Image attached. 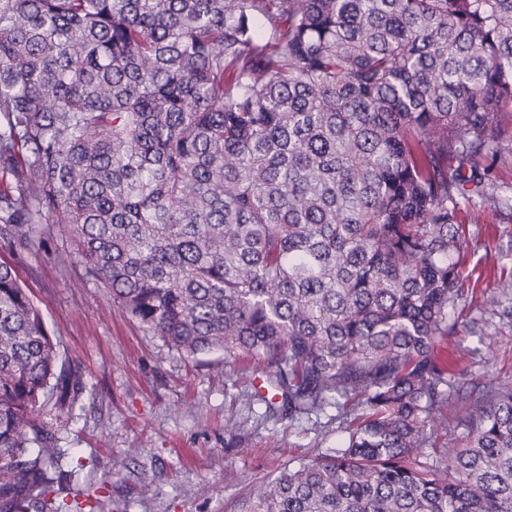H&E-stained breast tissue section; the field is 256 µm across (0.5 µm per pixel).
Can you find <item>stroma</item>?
<instances>
[{"label": "stroma", "instance_id": "1", "mask_svg": "<svg viewBox=\"0 0 512 512\" xmlns=\"http://www.w3.org/2000/svg\"><path fill=\"white\" fill-rule=\"evenodd\" d=\"M491 179L490 197L459 201L471 287L457 303L456 329L434 348L455 392L447 429L423 451L430 462H446L449 443L462 436L465 397L512 383V153ZM68 247L54 235L16 265L61 360L86 384L74 410L49 404L41 414L58 439L52 476L61 497L82 501L104 490L112 512H239L255 483L335 452L345 437L335 409L299 422L266 417L250 400L259 370L226 365L220 353L191 357L169 349L113 307L106 289L85 281L76 261L61 260ZM79 458L86 467L74 478ZM117 458L126 463L118 473Z\"/></svg>", "mask_w": 512, "mask_h": 512}]
</instances>
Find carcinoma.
Returning a JSON list of instances; mask_svg holds the SVG:
<instances>
[{"label":"carcinoma","mask_w":512,"mask_h":512,"mask_svg":"<svg viewBox=\"0 0 512 512\" xmlns=\"http://www.w3.org/2000/svg\"><path fill=\"white\" fill-rule=\"evenodd\" d=\"M511 148L512 0H0V249L58 230L147 333L260 367L271 415L361 408L242 512H512L511 386L421 459L458 199ZM83 388L0 261V512H101L55 497L39 421Z\"/></svg>","instance_id":"obj_1"}]
</instances>
